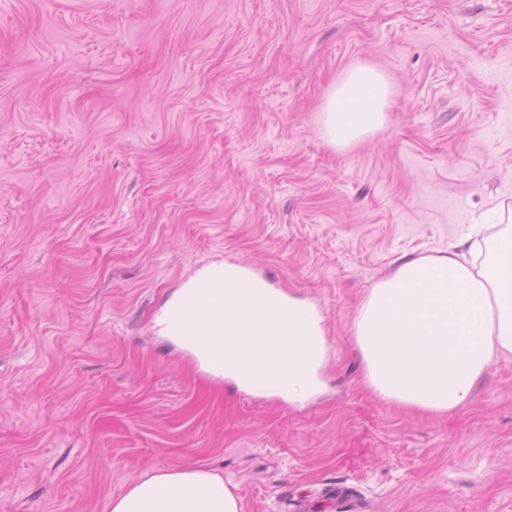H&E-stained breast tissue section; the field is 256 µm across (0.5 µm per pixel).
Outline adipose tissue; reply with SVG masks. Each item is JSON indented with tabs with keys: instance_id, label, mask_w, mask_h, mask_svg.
Wrapping results in <instances>:
<instances>
[{
	"instance_id": "ef3b65f1",
	"label": "adipose tissue",
	"mask_w": 512,
	"mask_h": 512,
	"mask_svg": "<svg viewBox=\"0 0 512 512\" xmlns=\"http://www.w3.org/2000/svg\"><path fill=\"white\" fill-rule=\"evenodd\" d=\"M391 88L384 74L359 64L334 84L321 106L323 136L346 148L384 125ZM288 325H256L237 300L224 301V331L266 361L280 336L288 352V397L301 400L320 386L325 332L319 310L288 301ZM356 347L364 381L400 406L446 414L471 395L487 368L512 354V227L494 224L471 260L455 249L402 259L376 283L358 310ZM111 512H240L234 486L204 469L153 470L120 496Z\"/></svg>"
}]
</instances>
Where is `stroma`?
I'll list each match as a JSON object with an SVG mask.
<instances>
[{
	"instance_id": "35a3bbf8",
	"label": "stroma",
	"mask_w": 512,
	"mask_h": 512,
	"mask_svg": "<svg viewBox=\"0 0 512 512\" xmlns=\"http://www.w3.org/2000/svg\"><path fill=\"white\" fill-rule=\"evenodd\" d=\"M386 123L337 150L352 65ZM512 214V0H0V512H110L205 469L242 512L337 481L368 512H512V354L458 410L364 382L400 259ZM225 261L322 313V389L244 391L157 318ZM391 88L384 74L359 64L334 84L321 106L323 136L344 149L384 125Z\"/></svg>"
}]
</instances>
